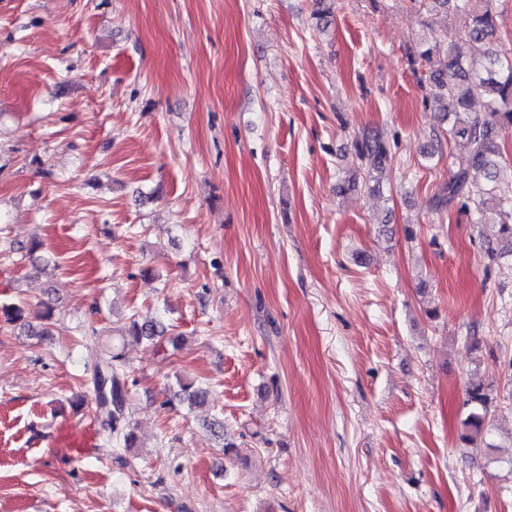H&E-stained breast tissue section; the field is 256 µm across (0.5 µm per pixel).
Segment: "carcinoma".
<instances>
[{
	"label": "carcinoma",
	"instance_id": "obj_1",
	"mask_svg": "<svg viewBox=\"0 0 512 512\" xmlns=\"http://www.w3.org/2000/svg\"><path fill=\"white\" fill-rule=\"evenodd\" d=\"M428 10L465 15L470 23L467 29V52L454 49L457 33L445 25L435 31L439 39L448 41V59L430 69V95L448 119V138L461 139L467 145L464 155L452 161L448 183L433 198L437 210H452L458 206L472 208L476 223L487 224L486 203L495 202V215L500 224V250L512 254V195L501 192L504 178L512 180V166L503 161L500 140L503 131L512 129V56L502 50L497 35L496 0H412ZM484 98L478 109L475 97ZM358 169L371 180L377 179L389 158V145L378 133L364 134L353 141ZM40 323L22 322L25 310L14 302L0 301V322L21 323L30 336L47 332L54 318L55 308L48 301L40 303ZM135 341L152 345L163 336L178 344L180 337L161 322L131 320L122 331ZM96 410L102 425L123 440L126 447L134 444V434L127 430L125 405L127 388L123 355L109 351L93 374ZM182 400L189 406L202 405L208 391L192 382L180 384ZM467 412L461 421L460 441L473 448H492L494 424L491 408L493 397L489 388L472 381L466 389Z\"/></svg>",
	"mask_w": 512,
	"mask_h": 512
}]
</instances>
